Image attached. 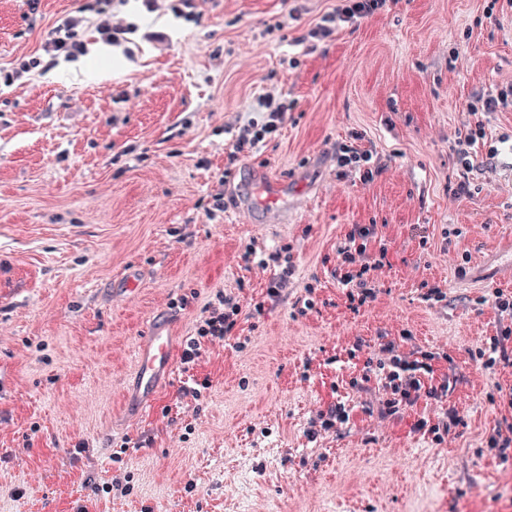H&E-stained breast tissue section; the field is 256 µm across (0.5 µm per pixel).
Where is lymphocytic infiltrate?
<instances>
[{"label": "lymphocytic infiltrate", "mask_w": 512, "mask_h": 512, "mask_svg": "<svg viewBox=\"0 0 512 512\" xmlns=\"http://www.w3.org/2000/svg\"><path fill=\"white\" fill-rule=\"evenodd\" d=\"M385 3L386 0H339L336 8L322 17L314 33L323 38L329 37L336 29L375 13ZM257 106L263 111L264 118L248 120L242 126L235 143L236 152L256 148L275 138L292 108L283 94L264 95ZM376 237V225L354 224L336 249V279L355 311L377 297L372 274L385 266L388 250L383 245L377 251L369 250V243ZM242 261L247 266L254 263L262 265L268 261L282 265L279 275L267 287L264 300L255 303V312H262L266 305L276 304L287 296L293 266L282 263L280 253L266 256L249 246L242 255ZM493 305L507 324L500 335L490 337L487 347L480 351L482 366L487 370L493 369L498 362L512 360V296L495 292ZM241 312L236 296L216 293L214 301L201 311L192 336L186 340L181 354L184 367L190 369L198 364L204 343L230 336ZM434 358V353L417 347L405 350L395 341H381L376 356L366 358L361 377L352 380L351 386L361 389L365 384L377 382L382 392L379 415L384 419L417 407L423 401H441L448 395L449 382L447 376H436L432 367Z\"/></svg>", "instance_id": "f902f5d3"}]
</instances>
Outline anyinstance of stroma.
<instances>
[{
	"label": "stroma",
	"instance_id": "stroma-1",
	"mask_svg": "<svg viewBox=\"0 0 512 512\" xmlns=\"http://www.w3.org/2000/svg\"><path fill=\"white\" fill-rule=\"evenodd\" d=\"M388 0L327 38L309 31L336 0H0V512H512V459L486 437L512 423V363L485 370L497 334L498 258L512 234V109L467 103L512 86V6ZM81 18L84 55L44 50ZM128 32L101 40L102 19ZM294 107L276 141L230 160L256 100ZM482 125L472 169L452 146ZM372 154L370 179L338 147ZM497 147L489 156V147ZM284 178L281 194L261 189ZM468 192H460V182ZM224 194V209L208 215ZM388 247L377 298L352 311L334 270L351 225ZM289 248L291 299L253 312L272 269L244 270L249 244ZM470 260L459 264L457 256ZM131 296L112 293L129 267ZM447 296L424 301L423 282ZM313 285L315 310L295 297ZM237 295L245 348L216 342L136 420L133 355L151 318L177 341L217 291ZM187 307H178L181 297ZM411 333L451 385L443 403L377 418V391L350 382L377 343ZM202 400L181 398L188 375ZM350 421L309 441L319 409ZM457 409L437 444L418 416ZM130 478L124 497L106 493Z\"/></svg>",
	"mask_w": 512,
	"mask_h": 512
}]
</instances>
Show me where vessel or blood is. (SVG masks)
Segmentation results:
<instances>
[{"mask_svg": "<svg viewBox=\"0 0 512 512\" xmlns=\"http://www.w3.org/2000/svg\"><path fill=\"white\" fill-rule=\"evenodd\" d=\"M175 363L174 338L165 323L151 319L134 356V382L142 393L141 406L153 405L162 380L171 375Z\"/></svg>", "mask_w": 512, "mask_h": 512, "instance_id": "1", "label": "vessel or blood"}]
</instances>
